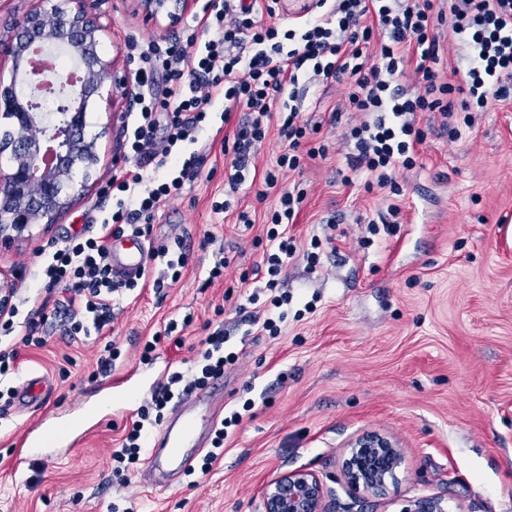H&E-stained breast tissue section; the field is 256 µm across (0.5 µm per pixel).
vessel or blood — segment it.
<instances>
[{"mask_svg":"<svg viewBox=\"0 0 512 512\" xmlns=\"http://www.w3.org/2000/svg\"><path fill=\"white\" fill-rule=\"evenodd\" d=\"M148 259L143 237L126 234L112 240V273L124 280L138 278ZM46 380L30 376L17 389L19 406L26 407L47 397ZM224 404V381L214 380L207 394L191 392L175 407L173 420L148 444V473L158 478L182 475L192 466L198 448L204 447Z\"/></svg>","mask_w":512,"mask_h":512,"instance_id":"b4317fda","label":"vessel or blood"}]
</instances>
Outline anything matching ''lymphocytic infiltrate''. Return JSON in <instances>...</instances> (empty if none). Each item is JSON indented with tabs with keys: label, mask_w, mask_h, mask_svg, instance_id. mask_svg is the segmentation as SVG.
Wrapping results in <instances>:
<instances>
[{
	"label": "lymphocytic infiltrate",
	"mask_w": 512,
	"mask_h": 512,
	"mask_svg": "<svg viewBox=\"0 0 512 512\" xmlns=\"http://www.w3.org/2000/svg\"><path fill=\"white\" fill-rule=\"evenodd\" d=\"M316 6L317 15L281 29L258 19L271 11L270 0H223L221 6L203 7L208 39L128 40L129 57L140 63L136 80L141 91L132 133L125 140L135 168L113 170L102 186L101 196L111 201L112 213L93 237L44 247L42 289L48 295L62 292L67 336H101L110 330L113 296L133 290L134 284L113 279L109 242L126 232L149 237L161 202L177 197L198 177L207 150L199 133L216 96L224 98L225 119L248 113L224 145L231 189L245 182L248 163L270 124L279 126L285 149L255 191L261 202L277 189L280 171L299 172L327 156V145L316 139L319 125L309 124L299 110L301 81L345 84L350 108L364 116L347 134L354 143L348 168L381 188L391 184L396 168L415 167L416 147L424 138L418 118L440 115L443 129L457 139L460 125L472 124L474 109L512 98V0H450L445 10L438 0H317ZM446 37L465 48L468 58L465 69H453L449 80L438 68ZM407 76L418 84L417 93L399 88ZM304 198L300 190L280 191L266 231L265 291L251 293L250 304L262 300L276 309L288 304L282 274L296 255H303L309 269L318 266L320 240H312L310 251L302 253L288 233ZM189 255L190 247L180 237L173 246L150 248L144 284L164 288L167 272L185 267ZM160 265L166 266L165 274H156ZM18 316L28 331L27 344H44L36 334L46 319L44 308L23 315L13 305L1 313L0 383L14 372L17 352L6 338ZM224 343L223 332L209 334L198 371H175L156 385L127 427L121 447L112 451L117 479H124L149 428L158 425L170 405L223 375L234 360Z\"/></svg>",
	"instance_id": "f902f5d3"
}]
</instances>
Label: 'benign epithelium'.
Returning a JSON list of instances; mask_svg holds the SVG:
<instances>
[{"label":"benign epithelium","mask_w":512,"mask_h":512,"mask_svg":"<svg viewBox=\"0 0 512 512\" xmlns=\"http://www.w3.org/2000/svg\"><path fill=\"white\" fill-rule=\"evenodd\" d=\"M147 17L174 19L191 0H136ZM100 27L87 13L85 0H37L12 38L0 41V53L10 56L14 70L9 85L0 86V114L9 115L13 133L8 172H0V242L11 241L34 224H52L73 204L67 189L77 166L89 170L98 162L95 140L87 139L89 100L103 97L102 76L111 63L97 52ZM35 42L67 46L84 72L81 87L68 94L50 120L36 111L22 92L18 74L28 48ZM403 462L398 443L370 432L348 446L344 473L348 483L366 493L387 495L396 490ZM322 480L312 471L297 470L272 480L263 495V512H325ZM403 512H447L438 498L411 502Z\"/></svg>","instance_id":"1"}]
</instances>
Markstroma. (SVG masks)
Masks as SVG:
<instances>
[{
	"label": "stroma",
	"instance_id": "1",
	"mask_svg": "<svg viewBox=\"0 0 512 512\" xmlns=\"http://www.w3.org/2000/svg\"><path fill=\"white\" fill-rule=\"evenodd\" d=\"M204 3L194 0L172 22L147 19L135 0H93L91 12L104 27L99 53L134 73L126 38L205 39ZM343 96V85H311L301 101L304 118L322 122L329 152L303 173L284 174L281 185L306 188L291 232L303 249L321 239L320 263L311 271L303 258L289 262L293 300L268 313L276 335L250 317L255 307L247 298L263 279L237 285L262 261L275 201L257 202L246 184L226 196L224 150L214 142L220 98L200 134L211 149L199 177L163 202L153 222L152 241L187 240L188 264L162 292L135 289L112 303L111 340L120 353L113 372H133L135 398L105 387L94 373L100 341H71L62 317L49 316L40 348L25 345V327L16 324L10 340L19 358L9 386L47 377L53 423L80 419L83 436L46 458L22 455L19 442L40 412L10 406L0 418V512H261L266 484L298 469L319 475L330 512H402L407 501L430 497L445 499L449 512H512V98L474 113L455 141L440 119L421 120L426 138L417 164L396 170L394 195L368 188L362 176L345 183L352 147L341 130L361 117L347 111L340 126L328 124ZM131 107L128 98H91L86 132L97 139L99 162L73 206L0 247V277L18 282L20 314L43 300L39 251L46 241L68 240L102 219L99 189L123 160ZM224 200L230 209L214 212ZM244 210L253 227L238 223ZM384 222L390 232L370 235L369 224ZM208 233L231 259L213 284L212 256L199 247ZM367 235L372 244L361 246ZM187 315L182 346L161 343L140 362L143 342ZM219 327L225 352L236 357L224 372V410L243 413L228 427L222 454L208 472L170 487L142 483L143 458L118 482L110 455L134 412L158 381L194 369L201 340ZM368 431L392 437L403 451L398 490L386 498L353 492L342 473L349 442Z\"/></svg>",
	"mask_w": 512,
	"mask_h": 512
}]
</instances>
